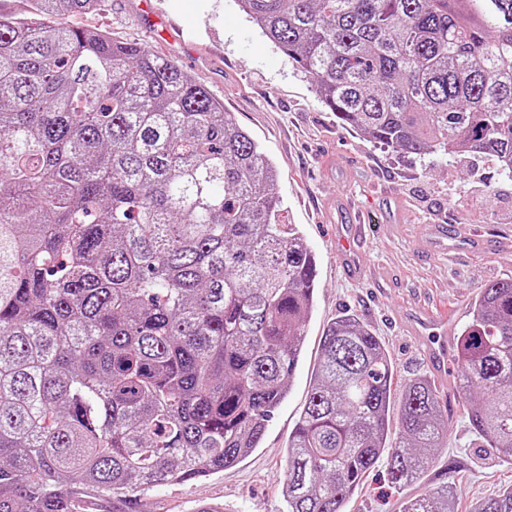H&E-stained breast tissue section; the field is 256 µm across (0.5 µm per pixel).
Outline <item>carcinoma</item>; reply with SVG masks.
<instances>
[{"instance_id": "cac0c4a2", "label": "carcinoma", "mask_w": 512, "mask_h": 512, "mask_svg": "<svg viewBox=\"0 0 512 512\" xmlns=\"http://www.w3.org/2000/svg\"><path fill=\"white\" fill-rule=\"evenodd\" d=\"M96 3L0 12V512H78L79 496L131 512L237 465L288 395L314 306L317 260L281 223L271 161L175 62L55 21ZM237 5L338 123L421 160L492 156L512 179V0ZM470 315L469 426L512 461V279ZM447 440L435 384L400 379L339 315L288 437L287 512H342L382 458L401 488ZM471 512H512V485Z\"/></svg>"}]
</instances>
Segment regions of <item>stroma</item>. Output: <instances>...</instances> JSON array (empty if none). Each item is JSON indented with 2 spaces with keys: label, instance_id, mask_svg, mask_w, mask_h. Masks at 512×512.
Here are the masks:
<instances>
[{
  "label": "stroma",
  "instance_id": "obj_1",
  "mask_svg": "<svg viewBox=\"0 0 512 512\" xmlns=\"http://www.w3.org/2000/svg\"><path fill=\"white\" fill-rule=\"evenodd\" d=\"M71 23L175 61L223 102L277 167L281 218L300 228L317 258L304 353L260 447L210 477L146 494L136 512H192L200 502L285 512L279 477L288 435L308 400L325 332L345 312L380 337L400 377L433 375L450 424L446 448L419 481L394 488L377 464L345 512H401L404 500L452 483L460 486L454 510L464 512L511 485L512 464L483 452L468 427L456 362L434 376L426 339L410 330L422 312L447 315L453 356L480 288L512 277V180L497 160H420L337 123L235 0H98ZM361 213L368 217L365 271L351 275L342 268L336 227Z\"/></svg>",
  "mask_w": 512,
  "mask_h": 512
}]
</instances>
